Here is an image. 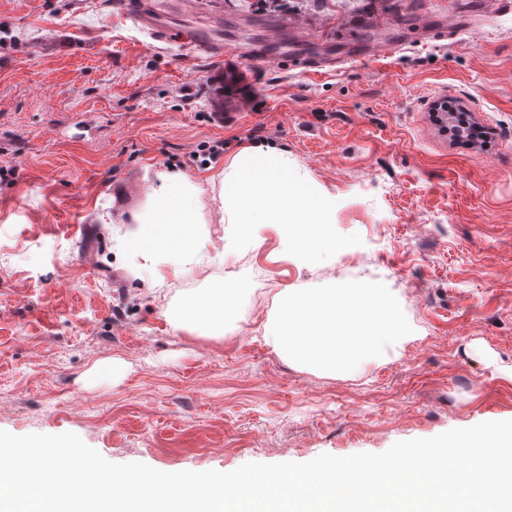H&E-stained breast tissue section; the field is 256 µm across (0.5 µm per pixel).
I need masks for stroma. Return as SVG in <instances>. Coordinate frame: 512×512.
<instances>
[{
    "label": "stroma",
    "instance_id": "obj_1",
    "mask_svg": "<svg viewBox=\"0 0 512 512\" xmlns=\"http://www.w3.org/2000/svg\"><path fill=\"white\" fill-rule=\"evenodd\" d=\"M223 59L153 40L114 0H0V430L77 434L114 463L230 472L249 462L381 453L512 420V0L453 40H415L436 0H151ZM344 47L410 36L314 76L243 67V36ZM449 97L489 146L450 142ZM220 140L207 164L196 155ZM288 155L343 248L300 263L267 225L241 240L209 179L252 145ZM193 176L224 259L153 286L130 277L124 223L145 176ZM243 284L218 338L168 308ZM384 283L413 340L360 371L289 363L262 337L283 289ZM190 50L194 56L198 54L210 58L224 56V43L214 38L209 31H198L189 38Z\"/></svg>",
    "mask_w": 512,
    "mask_h": 512
}]
</instances>
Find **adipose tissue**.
<instances>
[{"instance_id":"1","label":"adipose tissue","mask_w":512,"mask_h":512,"mask_svg":"<svg viewBox=\"0 0 512 512\" xmlns=\"http://www.w3.org/2000/svg\"><path fill=\"white\" fill-rule=\"evenodd\" d=\"M155 178L160 189L131 217L123 247L132 274L163 285L191 269H205L211 259H223L224 252L210 250V238L199 229L205 217L193 178L170 170L157 171ZM211 190L226 223L239 225L244 235H251L256 225L273 224L283 249L300 247L304 261L318 255L309 227L321 223L326 206L309 186L289 179L286 152L271 147L244 151ZM238 308L237 295L216 280L203 297L169 317L187 332L220 337L225 319L236 316Z\"/></svg>"}]
</instances>
